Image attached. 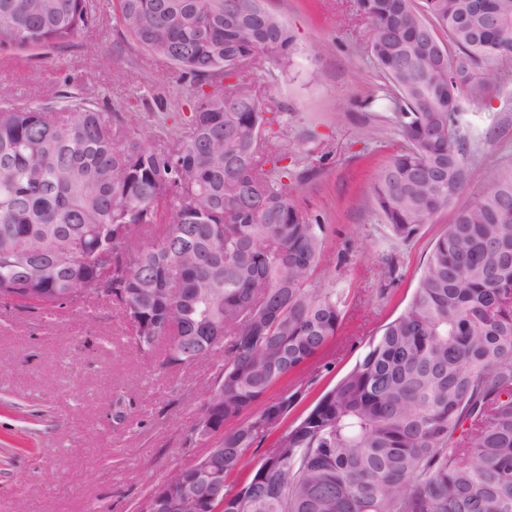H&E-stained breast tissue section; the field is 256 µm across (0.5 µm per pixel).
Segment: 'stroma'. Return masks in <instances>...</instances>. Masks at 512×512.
Instances as JSON below:
<instances>
[{
    "label": "stroma",
    "instance_id": "obj_1",
    "mask_svg": "<svg viewBox=\"0 0 512 512\" xmlns=\"http://www.w3.org/2000/svg\"><path fill=\"white\" fill-rule=\"evenodd\" d=\"M92 38L64 51L0 54V99L20 107L36 96L90 84L101 107L137 118L157 134L148 112L160 94L177 93L188 112L194 92L171 64L146 59L124 38L110 0H93ZM295 38L288 67L257 62L250 78L273 118L272 135L290 150L296 203L327 227L316 286L341 295L343 322L301 374L271 391L291 393L296 419L345 374L369 339L409 302L452 211L434 216L410 240L394 238L373 200L379 170L403 144L383 96L390 85L368 53V24L355 0H266ZM507 83L484 102L463 100L459 134L473 151L471 202L487 170L512 160V63ZM375 96L364 107L366 96ZM363 129L373 138H359ZM325 157L320 172L307 160ZM126 323L106 303L77 306L53 319L0 305V512H135L149 489L206 452L191 441L204 393L218 373L210 360L162 371L124 343ZM122 398L130 421L115 425Z\"/></svg>",
    "mask_w": 512,
    "mask_h": 512
}]
</instances>
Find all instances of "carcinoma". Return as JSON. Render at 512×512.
I'll return each instance as SVG.
<instances>
[{"instance_id":"obj_1","label":"carcinoma","mask_w":512,"mask_h":512,"mask_svg":"<svg viewBox=\"0 0 512 512\" xmlns=\"http://www.w3.org/2000/svg\"><path fill=\"white\" fill-rule=\"evenodd\" d=\"M504 25L474 37L470 0H357L369 53L391 85L404 145L380 170L376 206L407 241L469 180L462 93L498 94L512 60ZM124 37L191 76L190 115L157 96L158 129L112 120L95 88L20 108L0 104V302L43 318L77 288L126 323V345L161 369L221 356L200 417L223 429L215 466L229 478L276 435L222 512H512V166L492 167L454 210L408 305L288 430L292 401L269 391L300 372L343 319L315 288L325 227L291 196L288 152L266 135L267 108L246 74L254 58L287 67V25L263 0H115ZM90 0H0V52L64 50L88 37ZM431 35L441 53H432ZM482 71H477V67ZM233 84H224L226 80ZM198 491L199 466L175 472Z\"/></svg>"}]
</instances>
